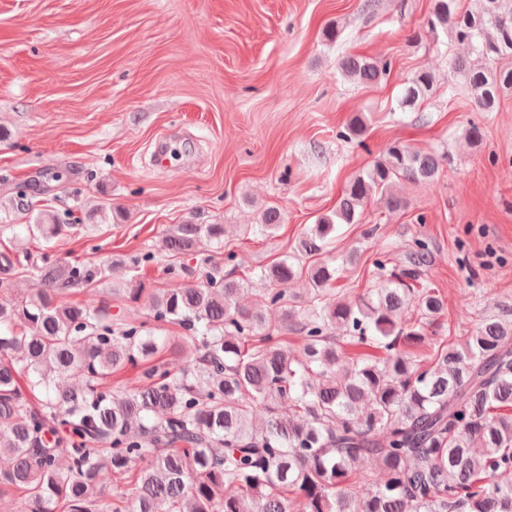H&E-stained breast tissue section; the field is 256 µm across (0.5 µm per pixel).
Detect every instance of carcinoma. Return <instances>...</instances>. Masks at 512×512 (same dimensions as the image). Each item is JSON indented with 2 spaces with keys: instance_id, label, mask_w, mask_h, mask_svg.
<instances>
[{
  "instance_id": "carcinoma-1",
  "label": "carcinoma",
  "mask_w": 512,
  "mask_h": 512,
  "mask_svg": "<svg viewBox=\"0 0 512 512\" xmlns=\"http://www.w3.org/2000/svg\"><path fill=\"white\" fill-rule=\"evenodd\" d=\"M428 27L467 49L448 59V98L465 91L478 111H495L512 92V0H433ZM339 69L375 85L391 62L346 55ZM436 86L419 68L397 109L416 111ZM366 132L356 115L339 136L363 146ZM445 163V151L394 141L355 175L297 254L261 270L274 284L262 303L282 312L274 325L240 306L244 284L209 261L198 283L157 292L131 276L150 252L96 265L0 247V288L20 273L39 284L0 303V457L10 459L0 498L20 493L30 512H512V303L462 336H429L448 305L425 278L423 237L398 263L388 252L375 259L380 282L353 299L335 283L357 253L300 264L327 253L340 225L361 223L372 199L403 208L397 182H433ZM281 222L267 205L250 231L269 235ZM71 228L53 211L24 225L46 245ZM223 242L222 224H177L166 236L174 255ZM108 271L113 293L149 294L153 321L185 335L114 319L105 302L62 301ZM297 278L306 288L290 296L284 285ZM290 334L299 356L288 353ZM186 342L197 356L173 371L167 362ZM130 369L133 385L108 386ZM71 373L83 383L68 385ZM364 460L376 478L358 498L350 488L367 479Z\"/></svg>"
}]
</instances>
